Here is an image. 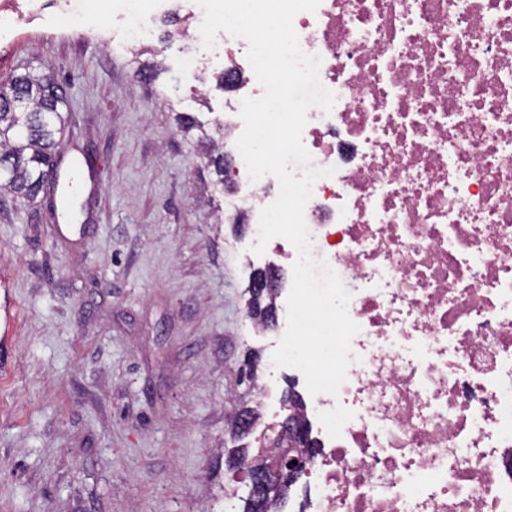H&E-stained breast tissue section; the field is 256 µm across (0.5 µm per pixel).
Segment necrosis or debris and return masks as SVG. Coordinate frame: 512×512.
<instances>
[{
  "mask_svg": "<svg viewBox=\"0 0 512 512\" xmlns=\"http://www.w3.org/2000/svg\"><path fill=\"white\" fill-rule=\"evenodd\" d=\"M126 41L173 10L206 60L195 0H115ZM72 0H0V49ZM293 26L331 113L302 142L313 255L359 327L337 394L309 396L320 446L280 512H512V0H321ZM224 147L263 88L223 33Z\"/></svg>",
  "mask_w": 512,
  "mask_h": 512,
  "instance_id": "1",
  "label": "necrosis or debris"
}]
</instances>
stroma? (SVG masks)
Returning a JSON list of instances; mask_svg holds the SVG:
<instances>
[{
	"label": "stroma",
	"mask_w": 512,
	"mask_h": 512,
	"mask_svg": "<svg viewBox=\"0 0 512 512\" xmlns=\"http://www.w3.org/2000/svg\"><path fill=\"white\" fill-rule=\"evenodd\" d=\"M124 26L97 0L86 16L45 14L0 54V79L37 68L64 83L58 152L97 184L73 199L65 231L52 182L25 205L0 191V277L17 305L0 330V512H225L228 500L242 512L248 487L225 458L241 443L256 453L270 418L240 440L228 415L271 371L278 395L304 390L273 369L271 339L246 315L252 267L284 259L271 244L241 263L254 231L213 220L229 190L176 120L201 108L222 119L224 63H205L197 103L190 48L153 37L140 60L161 74L147 82L114 38ZM250 351L251 380L239 375Z\"/></svg>",
	"instance_id": "35a3bbf8"
}]
</instances>
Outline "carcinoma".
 <instances>
[{"label": "carcinoma", "instance_id": "cac0c4a2", "mask_svg": "<svg viewBox=\"0 0 512 512\" xmlns=\"http://www.w3.org/2000/svg\"><path fill=\"white\" fill-rule=\"evenodd\" d=\"M51 74L26 71L0 82V187L35 199L53 166L66 100Z\"/></svg>", "mask_w": 512, "mask_h": 512}]
</instances>
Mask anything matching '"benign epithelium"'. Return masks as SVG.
<instances>
[{
	"label": "benign epithelium",
	"instance_id": "1",
	"mask_svg": "<svg viewBox=\"0 0 512 512\" xmlns=\"http://www.w3.org/2000/svg\"><path fill=\"white\" fill-rule=\"evenodd\" d=\"M281 267L269 264L255 270L248 285L247 309L262 304L282 286ZM317 455L308 426L293 411L282 418L276 436L258 449L254 457L238 452L228 456L227 467L237 473L244 471L250 487L244 509L248 512H274L284 491L309 474Z\"/></svg>",
	"mask_w": 512,
	"mask_h": 512
}]
</instances>
